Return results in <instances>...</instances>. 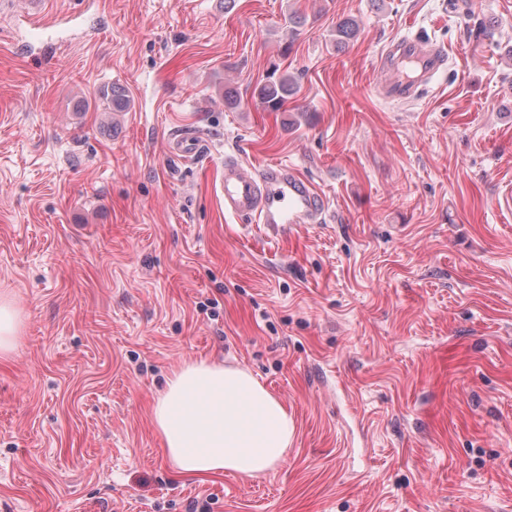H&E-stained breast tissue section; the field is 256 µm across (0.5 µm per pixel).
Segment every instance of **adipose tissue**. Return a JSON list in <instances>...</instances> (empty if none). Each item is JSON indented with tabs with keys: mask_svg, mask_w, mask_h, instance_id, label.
Wrapping results in <instances>:
<instances>
[{
	"mask_svg": "<svg viewBox=\"0 0 512 512\" xmlns=\"http://www.w3.org/2000/svg\"><path fill=\"white\" fill-rule=\"evenodd\" d=\"M153 424L183 476L270 471L295 434L287 407L249 370L205 360L173 369Z\"/></svg>",
	"mask_w": 512,
	"mask_h": 512,
	"instance_id": "ef3b65f1",
	"label": "adipose tissue"
}]
</instances>
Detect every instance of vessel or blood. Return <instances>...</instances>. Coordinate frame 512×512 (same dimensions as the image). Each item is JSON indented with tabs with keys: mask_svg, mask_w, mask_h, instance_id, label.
I'll return each instance as SVG.
<instances>
[{
	"mask_svg": "<svg viewBox=\"0 0 512 512\" xmlns=\"http://www.w3.org/2000/svg\"><path fill=\"white\" fill-rule=\"evenodd\" d=\"M446 52L419 40L398 41L381 58L380 65L392 73L384 94L392 100L415 97L442 69ZM195 134L182 131L171 135L170 155L183 156L199 148ZM224 212L235 218H247L256 224H319L324 220L323 197L317 187L296 168L276 164L247 172L232 157L224 160L220 183Z\"/></svg>",
	"mask_w": 512,
	"mask_h": 512,
	"instance_id": "1",
	"label": "vessel or blood"
}]
</instances>
